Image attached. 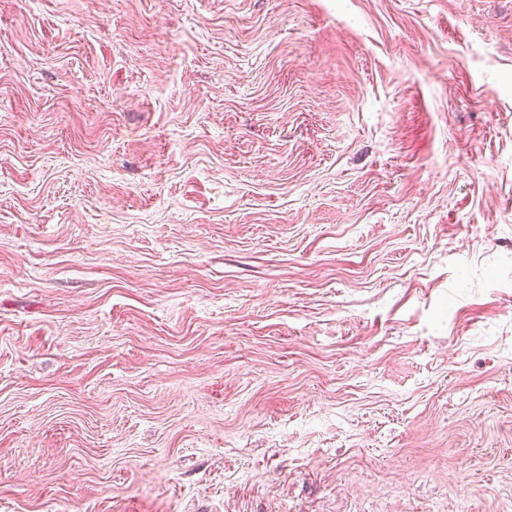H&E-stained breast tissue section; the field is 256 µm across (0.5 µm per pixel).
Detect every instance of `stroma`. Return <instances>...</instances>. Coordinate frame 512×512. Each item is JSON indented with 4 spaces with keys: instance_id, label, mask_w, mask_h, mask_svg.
<instances>
[{
    "instance_id": "stroma-1",
    "label": "stroma",
    "mask_w": 512,
    "mask_h": 512,
    "mask_svg": "<svg viewBox=\"0 0 512 512\" xmlns=\"http://www.w3.org/2000/svg\"><path fill=\"white\" fill-rule=\"evenodd\" d=\"M0 512H512V0H0Z\"/></svg>"
}]
</instances>
